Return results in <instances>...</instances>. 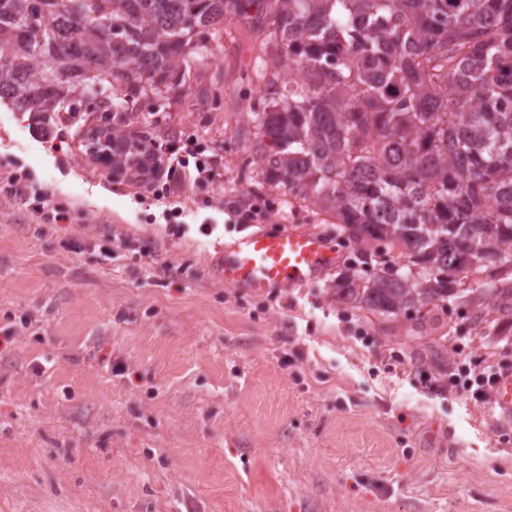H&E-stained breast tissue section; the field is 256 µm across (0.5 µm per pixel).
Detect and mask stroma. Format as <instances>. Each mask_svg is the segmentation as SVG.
<instances>
[{
	"instance_id": "stroma-1",
	"label": "stroma",
	"mask_w": 512,
	"mask_h": 512,
	"mask_svg": "<svg viewBox=\"0 0 512 512\" xmlns=\"http://www.w3.org/2000/svg\"><path fill=\"white\" fill-rule=\"evenodd\" d=\"M224 30L175 90L83 97L59 150L0 100V182L26 175L70 213L46 224L0 193V512H512V412L448 382L512 363L496 291L395 315L339 297L357 247L265 177L241 134L265 107L261 38ZM96 126L193 141L215 178L158 197L96 162ZM245 201L268 220L241 223ZM283 228L333 242L334 269L225 284V247Z\"/></svg>"
}]
</instances>
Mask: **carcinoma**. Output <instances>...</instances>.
<instances>
[{
	"mask_svg": "<svg viewBox=\"0 0 512 512\" xmlns=\"http://www.w3.org/2000/svg\"><path fill=\"white\" fill-rule=\"evenodd\" d=\"M28 0H0V99L45 121L76 112L89 86L124 81L163 93L199 55L201 30L231 15L263 44L261 112L246 133L265 173L356 245L408 259L337 293L373 313L418 310L462 291L442 276L463 250L512 263V0H94L115 39L72 30L70 0L46 27L75 76L60 85L32 53ZM418 266L420 270L412 271Z\"/></svg>",
	"mask_w": 512,
	"mask_h": 512,
	"instance_id": "1",
	"label": "carcinoma"
}]
</instances>
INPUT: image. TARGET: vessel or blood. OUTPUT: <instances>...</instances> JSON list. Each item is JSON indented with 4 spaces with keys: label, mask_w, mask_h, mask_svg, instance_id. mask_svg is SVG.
I'll return each instance as SVG.
<instances>
[{
    "label": "vessel or blood",
    "mask_w": 512,
    "mask_h": 512,
    "mask_svg": "<svg viewBox=\"0 0 512 512\" xmlns=\"http://www.w3.org/2000/svg\"><path fill=\"white\" fill-rule=\"evenodd\" d=\"M334 247L305 230L259 232L225 249L221 272L226 284L255 294L306 283L336 265Z\"/></svg>",
    "instance_id": "vessel-or-blood-1"
}]
</instances>
